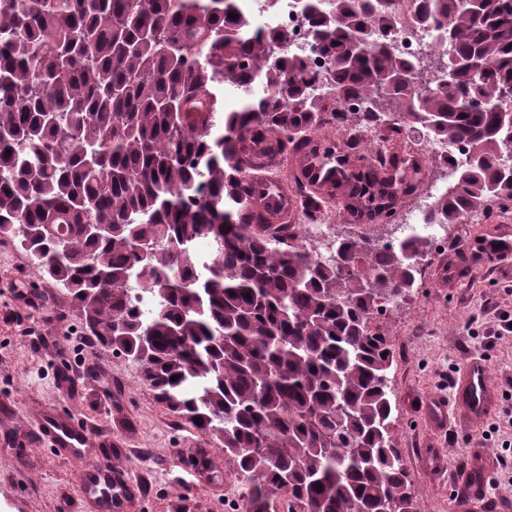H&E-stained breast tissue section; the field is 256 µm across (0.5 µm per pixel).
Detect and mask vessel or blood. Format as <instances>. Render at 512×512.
Listing matches in <instances>:
<instances>
[{"label": "vessel or blood", "mask_w": 512, "mask_h": 512, "mask_svg": "<svg viewBox=\"0 0 512 512\" xmlns=\"http://www.w3.org/2000/svg\"><path fill=\"white\" fill-rule=\"evenodd\" d=\"M252 201L275 209L277 216H284L288 205L286 198L271 183L253 185ZM499 391L494 383L487 361L482 357L470 358L457 372L450 395L427 402L424 417L438 430L450 427V412H457L463 424L483 422L498 406ZM35 425L45 444L73 458L86 457L94 428L83 419L57 409L43 411ZM120 448L107 449L103 458L85 467L81 474V500L87 512H126L128 503L135 497L134 486L124 472L113 465V458L123 456ZM492 480L491 469L481 451L472 454V466L467 471L449 474L452 485L470 483L475 497H482Z\"/></svg>", "instance_id": "vessel-or-blood-1"}]
</instances>
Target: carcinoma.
Returning <instances> with one entry per match:
<instances>
[{"label": "carcinoma", "mask_w": 512, "mask_h": 512, "mask_svg": "<svg viewBox=\"0 0 512 512\" xmlns=\"http://www.w3.org/2000/svg\"><path fill=\"white\" fill-rule=\"evenodd\" d=\"M418 2L440 35L424 65L392 52L375 0H308L331 72L318 94L288 33L247 36L242 0H0V242H20L89 334L219 442L245 512L280 491L288 512H417L389 443L394 350L378 316L412 291L426 242L339 238L315 258L251 205L242 163L394 120L473 153L433 223L512 206L490 106L512 87V0ZM226 83L244 95L234 112ZM358 156L366 168L303 193L308 217L335 190L376 216L399 159ZM137 290L155 298L147 314Z\"/></svg>", "instance_id": "1"}]
</instances>
